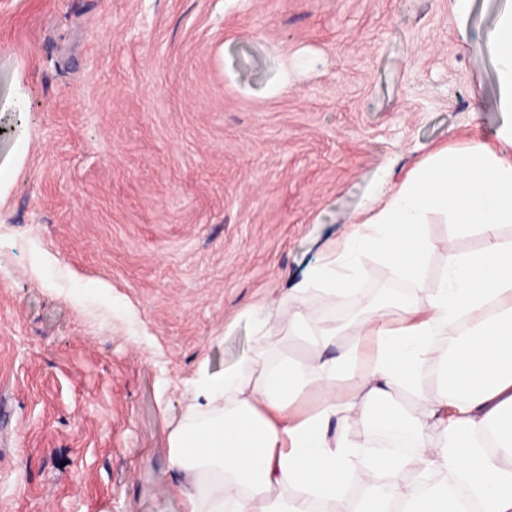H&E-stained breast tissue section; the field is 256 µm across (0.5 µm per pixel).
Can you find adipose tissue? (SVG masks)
Segmentation results:
<instances>
[{
  "mask_svg": "<svg viewBox=\"0 0 512 512\" xmlns=\"http://www.w3.org/2000/svg\"><path fill=\"white\" fill-rule=\"evenodd\" d=\"M498 110L512 118V0L488 30ZM477 229L482 247L449 253L426 300L376 304L347 326L352 345L320 328L299 365H271L268 336L216 376L200 370L188 421L174 431L171 485L186 512H512V160L476 142L435 152L367 219L351 224L335 256L290 295L288 330L302 335L304 296L352 293L362 259L378 255L414 282L432 248L429 215ZM453 337L446 357L429 356ZM434 380L426 390V380ZM317 395L311 413L296 392ZM409 393L408 405L395 399ZM358 416L369 432L407 435L409 455L369 451L348 437Z\"/></svg>",
  "mask_w": 512,
  "mask_h": 512,
  "instance_id": "ef3b65f1",
  "label": "adipose tissue"
}]
</instances>
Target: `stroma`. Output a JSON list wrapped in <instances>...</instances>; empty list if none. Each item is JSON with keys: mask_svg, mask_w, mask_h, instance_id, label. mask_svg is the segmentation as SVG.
<instances>
[{"mask_svg": "<svg viewBox=\"0 0 512 512\" xmlns=\"http://www.w3.org/2000/svg\"><path fill=\"white\" fill-rule=\"evenodd\" d=\"M500 0H0V512H185L170 437L200 367L311 352L421 278L374 255L354 295L294 284L441 148L498 136Z\"/></svg>", "mask_w": 512, "mask_h": 512, "instance_id": "35a3bbf8", "label": "stroma"}]
</instances>
